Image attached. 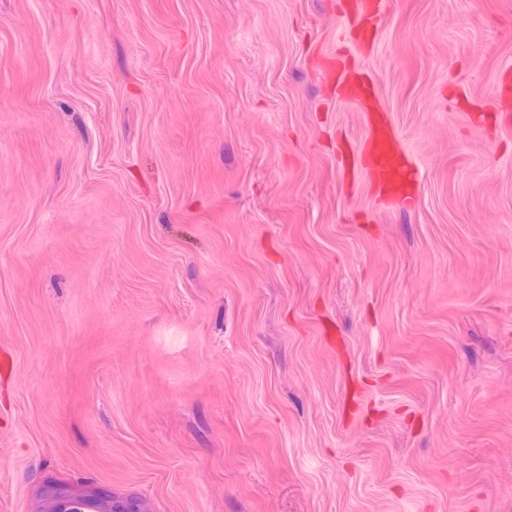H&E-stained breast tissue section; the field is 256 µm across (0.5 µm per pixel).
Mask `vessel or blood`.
Here are the masks:
<instances>
[{
    "label": "vessel or blood",
    "instance_id": "obj_1",
    "mask_svg": "<svg viewBox=\"0 0 512 512\" xmlns=\"http://www.w3.org/2000/svg\"><path fill=\"white\" fill-rule=\"evenodd\" d=\"M385 0H342L340 12L349 19L352 29L375 35ZM322 65L337 95L367 112V136L362 166L370 183L380 194L411 203L407 189V169L396 147L394 129L377 105L376 88L371 76L339 57L329 55Z\"/></svg>",
    "mask_w": 512,
    "mask_h": 512
}]
</instances>
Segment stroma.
<instances>
[{
  "mask_svg": "<svg viewBox=\"0 0 512 512\" xmlns=\"http://www.w3.org/2000/svg\"><path fill=\"white\" fill-rule=\"evenodd\" d=\"M338 2L0 0V512H512V0ZM349 1L340 3V13L348 17L353 30L369 36L368 40L361 44L371 48L385 0H352V3ZM321 63L336 94L357 104L368 114L362 154L366 177L380 194L411 204L413 199L407 189V168L396 147L393 126L377 105L372 77L334 54L324 57Z\"/></svg>",
  "mask_w": 512,
  "mask_h": 512,
  "instance_id": "obj_1",
  "label": "stroma"
}]
</instances>
